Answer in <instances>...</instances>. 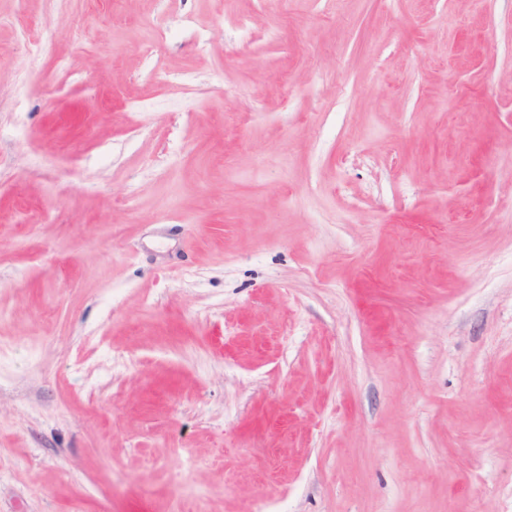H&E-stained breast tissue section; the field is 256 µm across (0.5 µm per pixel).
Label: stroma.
Returning a JSON list of instances; mask_svg holds the SVG:
<instances>
[{
	"label": "stroma",
	"instance_id": "stroma-1",
	"mask_svg": "<svg viewBox=\"0 0 512 512\" xmlns=\"http://www.w3.org/2000/svg\"><path fill=\"white\" fill-rule=\"evenodd\" d=\"M271 501L512 512V0H0V512Z\"/></svg>",
	"mask_w": 512,
	"mask_h": 512
}]
</instances>
